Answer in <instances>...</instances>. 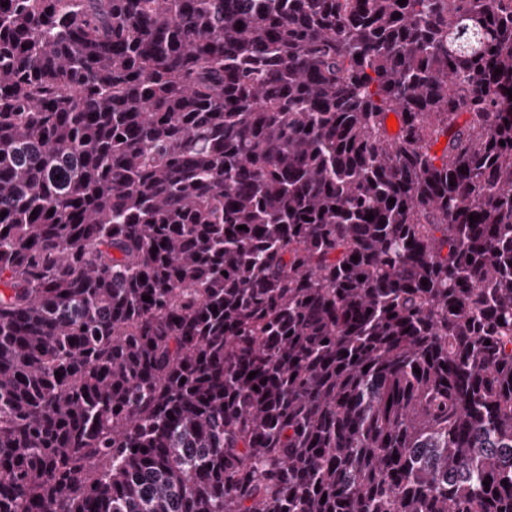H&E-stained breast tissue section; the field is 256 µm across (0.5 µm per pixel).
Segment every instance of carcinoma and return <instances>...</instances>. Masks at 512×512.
Returning <instances> with one entry per match:
<instances>
[{
	"mask_svg": "<svg viewBox=\"0 0 512 512\" xmlns=\"http://www.w3.org/2000/svg\"><path fill=\"white\" fill-rule=\"evenodd\" d=\"M4 1L0 512H512V0Z\"/></svg>",
	"mask_w": 512,
	"mask_h": 512,
	"instance_id": "carcinoma-1",
	"label": "carcinoma"
}]
</instances>
